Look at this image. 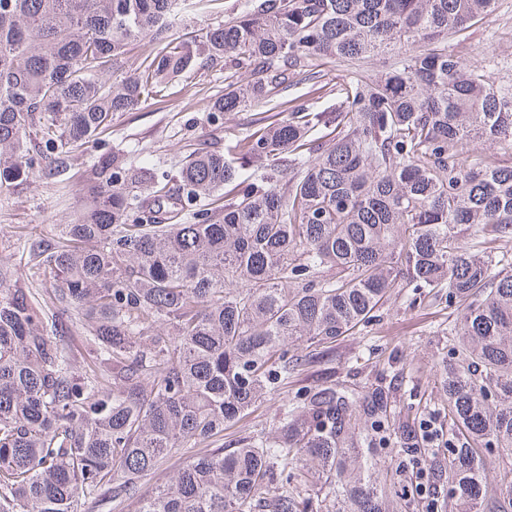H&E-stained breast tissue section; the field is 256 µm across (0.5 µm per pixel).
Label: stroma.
<instances>
[{
  "label": "stroma",
  "instance_id": "1",
  "mask_svg": "<svg viewBox=\"0 0 512 512\" xmlns=\"http://www.w3.org/2000/svg\"><path fill=\"white\" fill-rule=\"evenodd\" d=\"M448 48L490 64L496 82L512 83V0H499L489 19L449 39ZM223 92L224 73L218 69L180 78L164 101L151 100L139 110L114 115L108 141L122 148L133 163L156 167L161 173L177 170L183 157L203 140L228 151L236 137L253 130L262 112L252 107L210 122L206 105ZM81 194L78 180L61 187L39 177L0 190V265L17 263L24 239L53 238L59 225L68 223L70 205ZM448 312L447 300L433 299L426 290L409 287L391 293L371 324L340 338L323 360L290 375L280 394L266 398L248 418L225 430V447H233L253 431L274 429L282 400L334 380L358 392L383 388L392 416L411 411L419 421L432 422L440 453L427 457L424 465L446 462L448 418L441 411L436 386L438 364L450 356Z\"/></svg>",
  "mask_w": 512,
  "mask_h": 512
}]
</instances>
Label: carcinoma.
Listing matches in <instances>:
<instances>
[{
	"instance_id": "1",
	"label": "carcinoma",
	"mask_w": 512,
	"mask_h": 512,
	"mask_svg": "<svg viewBox=\"0 0 512 512\" xmlns=\"http://www.w3.org/2000/svg\"><path fill=\"white\" fill-rule=\"evenodd\" d=\"M206 2L0 0V189L69 180L116 113L187 74H251L208 102L218 122L283 106L288 80L325 64L349 72L332 106L295 104L230 159L202 142L159 176L104 148L70 223L0 266V512H403L402 457L419 439L392 447L380 390L324 386L282 401L275 430L223 440L302 366L277 352L325 348L410 286L460 307L440 380L448 463L429 478L451 512H512V251L485 247L487 234L512 238V167L495 156L512 146V84L448 53L498 0H249L175 36L167 18ZM146 37L160 51L123 69ZM374 58L385 71L372 78ZM320 130L331 147L309 139ZM474 139L491 152L468 160ZM251 167L262 173L241 177ZM27 269L54 288L32 287ZM74 324L80 361L61 335Z\"/></svg>"
}]
</instances>
